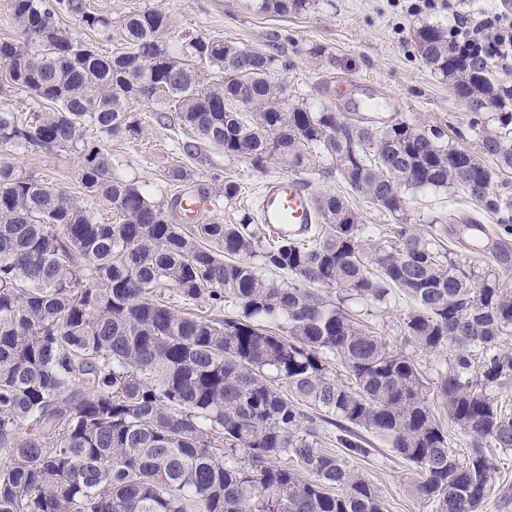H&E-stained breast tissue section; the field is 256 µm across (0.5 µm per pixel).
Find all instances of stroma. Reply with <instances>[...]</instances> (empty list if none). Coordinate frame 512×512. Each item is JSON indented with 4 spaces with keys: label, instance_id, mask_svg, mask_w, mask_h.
<instances>
[{
    "label": "stroma",
    "instance_id": "35a3bbf8",
    "mask_svg": "<svg viewBox=\"0 0 512 512\" xmlns=\"http://www.w3.org/2000/svg\"><path fill=\"white\" fill-rule=\"evenodd\" d=\"M415 0H320L318 7L301 16L282 18L256 15L243 10L238 0H88L91 11L112 17V35L104 39L70 15L61 25L110 56L124 51L125 33L119 21L132 11L164 9L170 16L175 36L191 35L221 39L256 51L278 45L287 68L277 75L285 82L292 101L326 103L348 111L351 102L371 95L379 102L380 116H399L409 121L428 119L442 127L459 147L476 150L473 115L457 99L446 80L434 74L417 55L414 36L420 26L448 24L454 14L466 15L476 7L495 10L498 0H436L432 10H415ZM321 56H313V49ZM163 103L152 101L138 107L141 129L137 136L123 139L101 137L111 152L117 171L124 178L148 184L155 200L166 202L171 196L204 189L215 201L200 212V220L216 219L226 224L240 223L254 214L258 193L273 179L287 177L278 166L266 171L254 170L249 163L226 157L223 150L198 139L180 121H158L165 111ZM195 143L193 156H186L184 143ZM7 160L21 171L34 175L54 188L77 196L82 192L78 180L79 162L70 151L0 147V160ZM336 161L317 157L313 169L302 179L312 193L335 192L346 195L362 223L371 227L375 237H383L392 224L391 217L376 210L360 194L351 192L335 173ZM185 174L184 180L172 178L173 171ZM240 186L235 200L221 196L224 181ZM466 210L477 213L491 239L507 244L504 254L475 253L456 236L445 238L444 246L453 257L480 271H494L501 287L512 289V232H505L496 216L478 212L463 192L419 190L408 195L409 223L429 215L441 217ZM403 295L392 296L373 308L369 323L392 344H400L403 322L413 310ZM373 452L365 459H348L349 467L363 471L378 490L384 512H431L430 506L410 490L413 477L410 466L392 449L373 441ZM497 473L491 491L480 512H512V451L493 449Z\"/></svg>",
    "mask_w": 512,
    "mask_h": 512
}]
</instances>
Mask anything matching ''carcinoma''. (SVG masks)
I'll list each match as a JSON object with an SVG mask.
<instances>
[{
	"mask_svg": "<svg viewBox=\"0 0 512 512\" xmlns=\"http://www.w3.org/2000/svg\"><path fill=\"white\" fill-rule=\"evenodd\" d=\"M8 2L23 39H0V64L33 104L22 118L0 101V144L77 153L83 195L0 161V512H383L364 475L322 448L325 424L350 457L372 454L363 430L411 463L410 489L432 512H479L496 473L487 448L512 450L502 401L512 292L407 223V192L457 188L512 223L500 182L512 170V81L495 78L489 58L460 55L447 27L417 29L423 63L458 99L494 110L492 125L474 113L477 154L425 121L377 125L294 103L278 55L167 41L160 9L124 16L127 50L108 57L60 26L65 12L110 37L112 18L87 0ZM243 2L278 17L318 5ZM153 100L258 171L273 162L299 174L321 153L335 158L347 185L396 224L374 243L331 192L311 195L328 230L310 245L271 244L249 215L183 223V196L154 201L95 139L137 135L132 105ZM104 201L118 220H99ZM165 287L188 306L202 299L217 310L231 298L238 310H177ZM396 292L416 304L404 322L409 345L453 348L432 389L413 356L348 309L368 312ZM442 415L468 438L467 455L448 451Z\"/></svg>",
	"mask_w": 512,
	"mask_h": 512,
	"instance_id": "carcinoma-1",
	"label": "carcinoma"
}]
</instances>
